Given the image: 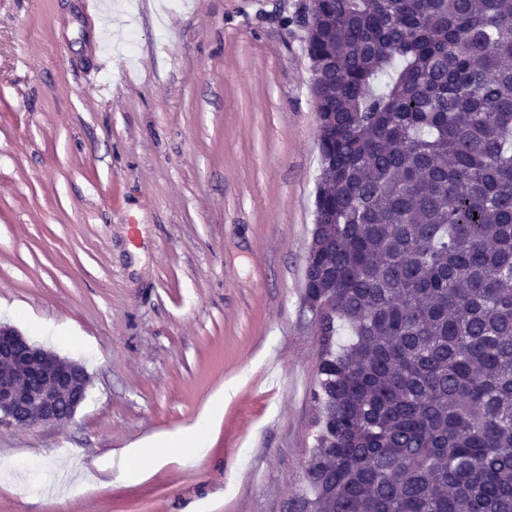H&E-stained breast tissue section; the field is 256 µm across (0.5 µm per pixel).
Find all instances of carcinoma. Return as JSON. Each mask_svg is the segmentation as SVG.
<instances>
[{"label":"carcinoma","instance_id":"carcinoma-1","mask_svg":"<svg viewBox=\"0 0 512 512\" xmlns=\"http://www.w3.org/2000/svg\"><path fill=\"white\" fill-rule=\"evenodd\" d=\"M298 512H512V0H318Z\"/></svg>","mask_w":512,"mask_h":512}]
</instances>
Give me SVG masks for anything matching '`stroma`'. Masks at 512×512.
<instances>
[{
  "label": "stroma",
  "instance_id": "obj_1",
  "mask_svg": "<svg viewBox=\"0 0 512 512\" xmlns=\"http://www.w3.org/2000/svg\"><path fill=\"white\" fill-rule=\"evenodd\" d=\"M308 5L0 0V323L90 377L71 420L0 426V512H286L315 435ZM209 429V421L199 424L180 441V447L187 456L198 455L205 447V436Z\"/></svg>",
  "mask_w": 512,
  "mask_h": 512
}]
</instances>
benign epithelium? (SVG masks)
Instances as JSON below:
<instances>
[{
  "label": "benign epithelium",
  "instance_id": "7a95c632",
  "mask_svg": "<svg viewBox=\"0 0 512 512\" xmlns=\"http://www.w3.org/2000/svg\"><path fill=\"white\" fill-rule=\"evenodd\" d=\"M89 385L85 368L0 325V426L54 425L73 418Z\"/></svg>",
  "mask_w": 512,
  "mask_h": 512
}]
</instances>
